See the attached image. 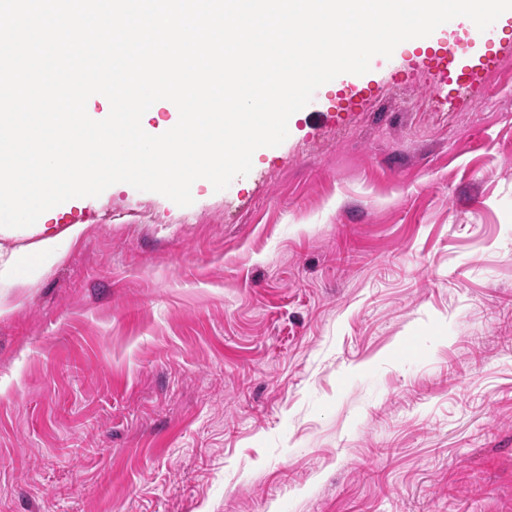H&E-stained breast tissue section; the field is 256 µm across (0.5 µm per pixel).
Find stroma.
I'll return each instance as SVG.
<instances>
[{
	"mask_svg": "<svg viewBox=\"0 0 512 512\" xmlns=\"http://www.w3.org/2000/svg\"><path fill=\"white\" fill-rule=\"evenodd\" d=\"M321 86L0 296V512H512V11Z\"/></svg>",
	"mask_w": 512,
	"mask_h": 512,
	"instance_id": "obj_1",
	"label": "stroma"
}]
</instances>
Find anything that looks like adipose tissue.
<instances>
[{
	"label": "adipose tissue",
	"mask_w": 512,
	"mask_h": 512,
	"mask_svg": "<svg viewBox=\"0 0 512 512\" xmlns=\"http://www.w3.org/2000/svg\"><path fill=\"white\" fill-rule=\"evenodd\" d=\"M28 233L33 242L19 247L0 245V288L13 287L18 281L34 280L65 256L85 231L84 225L70 224L56 230L45 224H31Z\"/></svg>",
	"instance_id": "obj_1"
}]
</instances>
